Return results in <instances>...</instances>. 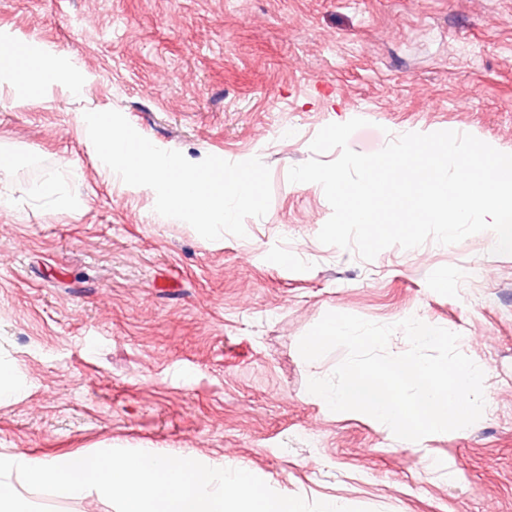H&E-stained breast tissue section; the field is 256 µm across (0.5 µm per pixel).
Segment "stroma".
<instances>
[{
	"instance_id": "35a3bbf8",
	"label": "stroma",
	"mask_w": 512,
	"mask_h": 512,
	"mask_svg": "<svg viewBox=\"0 0 512 512\" xmlns=\"http://www.w3.org/2000/svg\"><path fill=\"white\" fill-rule=\"evenodd\" d=\"M0 31L47 67L25 104L0 87V370L20 387L0 457L158 448L363 512H512V254L485 231L362 260L318 241L322 187L287 178L355 117L362 154L441 130L512 153V0H0ZM106 110L192 162L260 158L267 214L215 241L157 214L87 138L80 113ZM329 312L465 336L482 417L413 442L331 411L307 383L344 350H298Z\"/></svg>"
}]
</instances>
